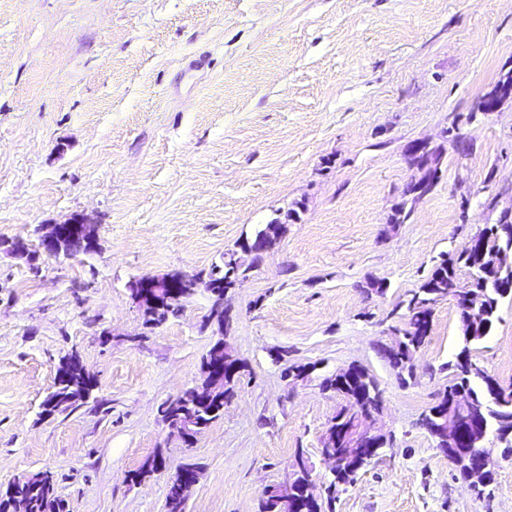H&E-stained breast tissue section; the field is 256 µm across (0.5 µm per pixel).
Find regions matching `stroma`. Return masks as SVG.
<instances>
[{"label": "stroma", "mask_w": 512, "mask_h": 512, "mask_svg": "<svg viewBox=\"0 0 512 512\" xmlns=\"http://www.w3.org/2000/svg\"><path fill=\"white\" fill-rule=\"evenodd\" d=\"M209 63L188 69L187 57ZM512 67V0H0V491L43 471L68 512H165L172 470L201 473L185 512H259L296 450L322 493L321 438L351 364L383 393L391 442L335 512H512V454L488 437L477 497L419 421L463 346L452 297L401 383L379 352L441 254L512 206V105L474 111ZM462 135L469 151L444 144ZM444 144L440 179L405 201V146ZM296 210L274 250L203 328L206 291L145 324L129 284L208 277L262 224ZM83 213L95 251L40 253L38 225ZM21 240L35 261L15 256ZM381 279L384 293L366 283ZM248 368L224 415L186 445L161 406L198 384L217 339ZM97 388L43 417L60 357ZM471 359L512 386V299ZM292 364L314 370L285 377ZM166 469L130 482L155 454Z\"/></svg>", "instance_id": "obj_1"}]
</instances>
